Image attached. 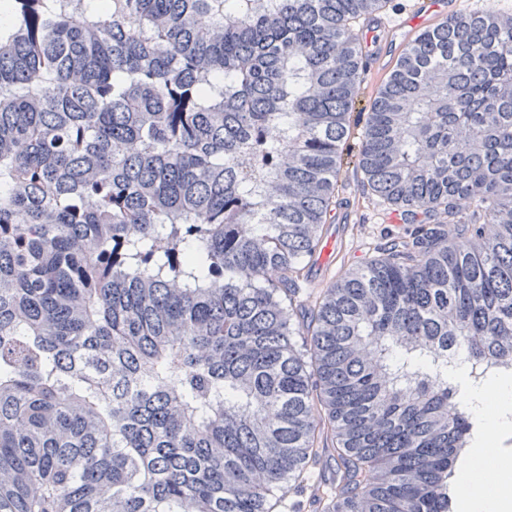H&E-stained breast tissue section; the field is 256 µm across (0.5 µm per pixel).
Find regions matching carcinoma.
Masks as SVG:
<instances>
[{"mask_svg": "<svg viewBox=\"0 0 512 512\" xmlns=\"http://www.w3.org/2000/svg\"><path fill=\"white\" fill-rule=\"evenodd\" d=\"M75 2L0 10V512H453L448 356L512 363V12L402 54L358 166L426 220L302 298L391 0Z\"/></svg>", "mask_w": 512, "mask_h": 512, "instance_id": "obj_1", "label": "carcinoma"}]
</instances>
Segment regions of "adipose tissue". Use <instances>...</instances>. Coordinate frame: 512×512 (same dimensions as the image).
Returning <instances> with one entry per match:
<instances>
[{
    "mask_svg": "<svg viewBox=\"0 0 512 512\" xmlns=\"http://www.w3.org/2000/svg\"><path fill=\"white\" fill-rule=\"evenodd\" d=\"M480 434L460 471L459 512H512V463L502 436L512 427V382L498 380L473 390Z\"/></svg>",
    "mask_w": 512,
    "mask_h": 512,
    "instance_id": "ef3b65f1",
    "label": "adipose tissue"
}]
</instances>
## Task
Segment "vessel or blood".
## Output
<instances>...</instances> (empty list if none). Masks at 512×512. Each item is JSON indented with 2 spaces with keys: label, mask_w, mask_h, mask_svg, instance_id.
Here are the masks:
<instances>
[{
  "label": "vessel or blood",
  "mask_w": 512,
  "mask_h": 512,
  "mask_svg": "<svg viewBox=\"0 0 512 512\" xmlns=\"http://www.w3.org/2000/svg\"><path fill=\"white\" fill-rule=\"evenodd\" d=\"M462 10V0H414L406 13H368L360 31L363 67L389 71L420 30L442 24Z\"/></svg>",
  "instance_id": "1"
}]
</instances>
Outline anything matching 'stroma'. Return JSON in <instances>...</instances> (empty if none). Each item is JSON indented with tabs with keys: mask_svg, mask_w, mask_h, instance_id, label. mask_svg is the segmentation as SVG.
I'll return each instance as SVG.
<instances>
[{
	"mask_svg": "<svg viewBox=\"0 0 512 512\" xmlns=\"http://www.w3.org/2000/svg\"><path fill=\"white\" fill-rule=\"evenodd\" d=\"M379 85L376 74H368L360 87L356 111L352 114L351 134L347 141L348 154L344 160L339 196L342 204L352 207L354 223L338 228L336 223L323 227L324 239L341 237L342 248L329 275H321L314 258L305 261L307 290L324 288L338 280L348 269L380 256L394 239H402L411 230V220L392 207L367 194L363 187L364 175L357 166L364 114L374 99Z\"/></svg>",
	"mask_w": 512,
	"mask_h": 512,
	"instance_id": "35a3bbf8",
	"label": "stroma"
}]
</instances>
